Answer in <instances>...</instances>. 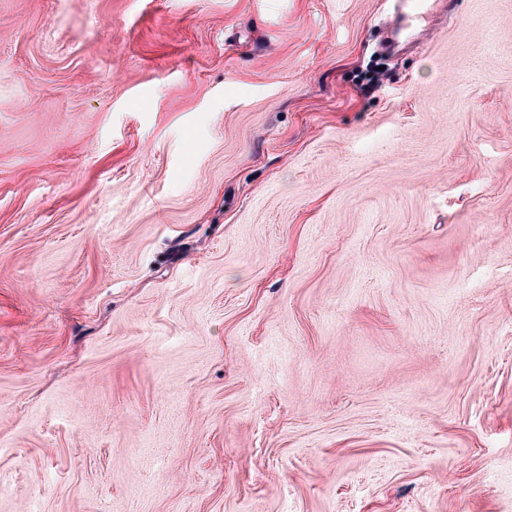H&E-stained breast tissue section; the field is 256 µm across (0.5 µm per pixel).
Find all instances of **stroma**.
Returning <instances> with one entry per match:
<instances>
[{
	"instance_id": "35a3bbf8",
	"label": "stroma",
	"mask_w": 512,
	"mask_h": 512,
	"mask_svg": "<svg viewBox=\"0 0 512 512\" xmlns=\"http://www.w3.org/2000/svg\"><path fill=\"white\" fill-rule=\"evenodd\" d=\"M389 17L0 0V512H512V0ZM390 3L394 5V11L399 22L387 36V45L393 51L402 50L407 42H404L401 37V29L403 24L411 27L427 29L430 23L434 20V5L430 0H391Z\"/></svg>"
}]
</instances>
